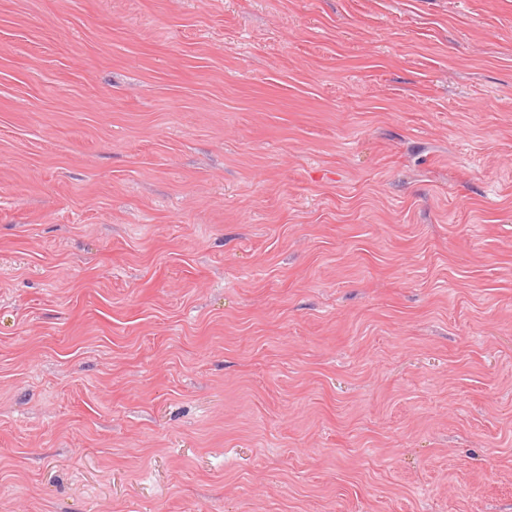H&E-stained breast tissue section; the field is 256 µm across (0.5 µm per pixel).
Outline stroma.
I'll list each match as a JSON object with an SVG mask.
<instances>
[{
  "mask_svg": "<svg viewBox=\"0 0 512 512\" xmlns=\"http://www.w3.org/2000/svg\"><path fill=\"white\" fill-rule=\"evenodd\" d=\"M0 512H512V0H0Z\"/></svg>",
  "mask_w": 512,
  "mask_h": 512,
  "instance_id": "1",
  "label": "stroma"
}]
</instances>
